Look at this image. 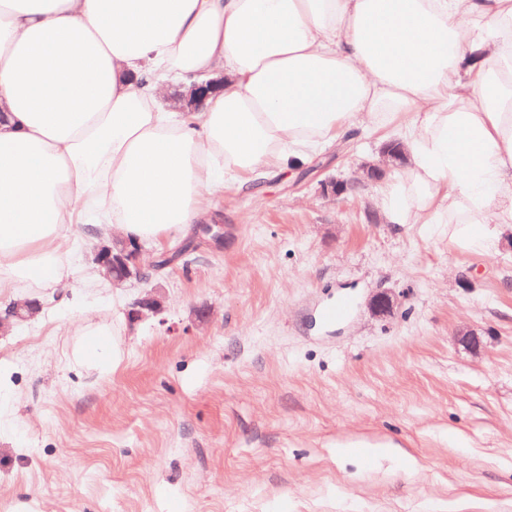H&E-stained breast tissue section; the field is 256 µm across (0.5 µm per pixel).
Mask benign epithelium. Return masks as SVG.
<instances>
[{"label": "benign epithelium", "instance_id": "benign-epithelium-1", "mask_svg": "<svg viewBox=\"0 0 512 512\" xmlns=\"http://www.w3.org/2000/svg\"><path fill=\"white\" fill-rule=\"evenodd\" d=\"M212 89L214 85L210 80L195 84L180 94L179 102L186 108L192 107ZM403 162L402 150L396 146L387 145L383 147L381 162L363 167L362 178L352 182H332L330 183L331 192L339 196L355 191L362 183L379 182L389 171ZM92 263L97 273L114 287H120L133 279L148 278V271L153 267L152 261L144 258L140 245L118 235L112 236L109 240H102L95 246ZM167 300L165 289L156 285L131 303L127 310V318L134 323L150 315L158 316L166 310ZM370 308L376 316L388 315L393 311L394 299L386 292L379 293L371 299ZM40 311L41 304L37 299L25 298L13 302L5 311H0V335H6L13 328L33 320Z\"/></svg>", "mask_w": 512, "mask_h": 512}]
</instances>
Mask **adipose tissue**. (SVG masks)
I'll return each mask as SVG.
<instances>
[{
  "label": "adipose tissue",
  "mask_w": 512,
  "mask_h": 512,
  "mask_svg": "<svg viewBox=\"0 0 512 512\" xmlns=\"http://www.w3.org/2000/svg\"><path fill=\"white\" fill-rule=\"evenodd\" d=\"M402 113L388 223L489 247L512 226V0H0V292L67 279L71 225L164 242L224 185Z\"/></svg>",
  "instance_id": "1"
}]
</instances>
